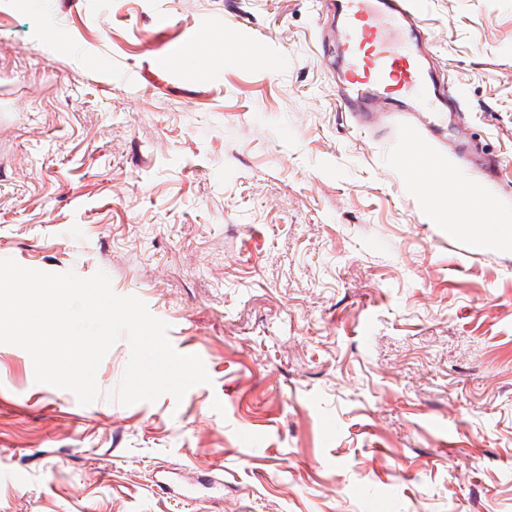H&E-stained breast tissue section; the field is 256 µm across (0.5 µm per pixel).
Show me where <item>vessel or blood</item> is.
Wrapping results in <instances>:
<instances>
[{"instance_id":"obj_1","label":"vessel or blood","mask_w":512,"mask_h":512,"mask_svg":"<svg viewBox=\"0 0 512 512\" xmlns=\"http://www.w3.org/2000/svg\"><path fill=\"white\" fill-rule=\"evenodd\" d=\"M333 13V45L341 64L336 105L356 127L366 129L396 117L402 137L393 161L406 186L424 195L428 174L444 166L438 147L460 117L461 103L430 64L424 45L430 34L418 0H317ZM254 36L241 30L233 43L248 64L267 73L281 66L278 55L256 56Z\"/></svg>"}]
</instances>
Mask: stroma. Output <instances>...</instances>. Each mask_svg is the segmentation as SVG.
I'll use <instances>...</instances> for the list:
<instances>
[{
    "instance_id": "1",
    "label": "stroma",
    "mask_w": 512,
    "mask_h": 512,
    "mask_svg": "<svg viewBox=\"0 0 512 512\" xmlns=\"http://www.w3.org/2000/svg\"><path fill=\"white\" fill-rule=\"evenodd\" d=\"M456 139L500 156L512 218V0H425ZM315 0H0V259L106 272L210 384L100 399L0 344V512H512V242L449 233L356 134ZM283 58L232 48L237 27ZM224 497L168 493L157 472ZM254 39L252 32L248 29H242L233 42V47L244 55L248 64L256 66L268 74H274L281 66L282 57L280 55H266L261 57L253 55L250 51V47Z\"/></svg>"
}]
</instances>
